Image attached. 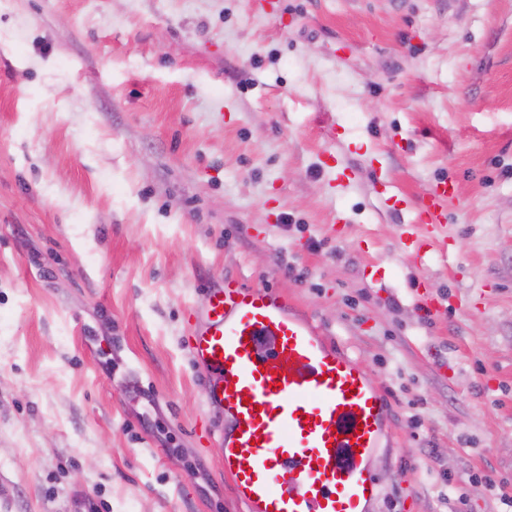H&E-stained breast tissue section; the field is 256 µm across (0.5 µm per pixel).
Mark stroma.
<instances>
[{"mask_svg": "<svg viewBox=\"0 0 512 512\" xmlns=\"http://www.w3.org/2000/svg\"><path fill=\"white\" fill-rule=\"evenodd\" d=\"M260 2L0 0V512H246L187 350L227 276L376 380L374 512L512 496V0ZM447 196V183L437 185L430 193L424 195L415 209V220L403 234V248L417 262L425 260L431 248L430 239L443 224L442 202Z\"/></svg>", "mask_w": 512, "mask_h": 512, "instance_id": "stroma-1", "label": "stroma"}]
</instances>
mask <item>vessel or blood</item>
I'll list each match as a JSON object with an SVG mask.
<instances>
[{"label": "vessel or blood", "instance_id": "1", "mask_svg": "<svg viewBox=\"0 0 512 512\" xmlns=\"http://www.w3.org/2000/svg\"><path fill=\"white\" fill-rule=\"evenodd\" d=\"M447 184L420 199L402 245L424 261ZM187 348L210 373L224 472L248 512H370L387 400L367 371L288 300L235 278L210 289Z\"/></svg>", "mask_w": 512, "mask_h": 512}]
</instances>
